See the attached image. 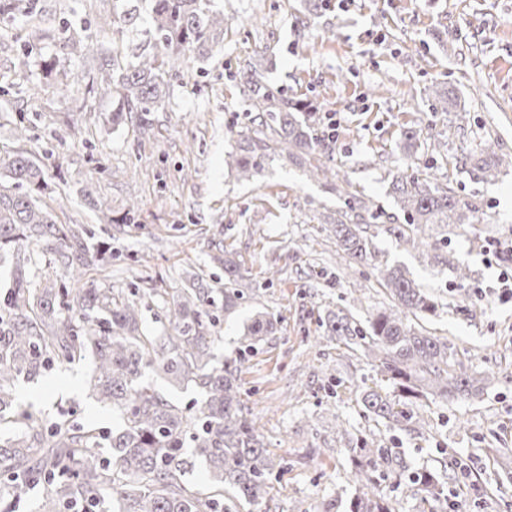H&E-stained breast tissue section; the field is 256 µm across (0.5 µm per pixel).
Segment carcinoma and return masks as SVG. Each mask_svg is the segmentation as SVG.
<instances>
[{"mask_svg": "<svg viewBox=\"0 0 512 512\" xmlns=\"http://www.w3.org/2000/svg\"><path fill=\"white\" fill-rule=\"evenodd\" d=\"M150 26L139 31L151 48H137L128 57L106 58L98 73L88 77L84 94L111 95L120 106L112 111V124L136 121L151 127L147 115L163 107L173 84L184 77L183 65L206 62L224 43L228 18L214 0H112V15L102 24L118 31H134L140 10ZM66 46L80 55L96 45L86 27H67ZM52 36L35 28L28 34L22 65L40 67L49 79L67 85V73L52 55L35 54ZM264 56L243 66L240 81L246 89L253 127L239 134L237 147L224 163L238 179L248 181L259 173L270 156L306 169L308 177L337 190L338 172L332 152L310 134L317 111L313 102L288 96L283 88L261 80ZM435 110L449 112L457 106L453 91L433 90ZM392 181L395 206L408 217L405 224L388 228L397 241L424 254L429 265L452 269L460 281L466 269L453 264L443 252L448 227L471 223L475 208L452 194L448 185L419 170L413 154ZM472 171L491 181L500 168L512 167V157L498 155L486 144L471 163ZM0 251L24 254L15 264L7 292L6 317L0 316V413L14 402L15 384L33 377L57 361H80L91 354L96 366L89 380L98 403L118 409L123 423L106 433L92 426L74 427L60 419L51 429V440L31 422L0 446V464L12 471L8 484L12 495L24 497L30 487L27 473L45 478L47 496L43 512H58L63 505L105 503L112 497V512H238L243 504L260 505L269 493V478L284 467L264 446L259 422L245 411L241 369L236 359L218 358L211 314L217 289L202 277L173 289L165 309L169 327L154 334L142 320L136 300L85 279L87 270L112 260L107 245L91 246L79 224H57L38 195L46 187L43 166L25 151L0 157ZM25 186L29 194L9 192V186ZM83 194L98 217L109 223L132 224L139 205H132L118 220L110 216L106 200L85 188ZM375 217L363 200L349 206L332 227L336 253L354 266L373 261L371 242L362 224ZM44 245L61 271L60 278L76 288L58 283H35L36 264L29 247ZM213 260L224 265V313L243 299L237 288L243 279L241 264L231 252L215 245ZM379 283L391 299L389 307L371 315L367 327L352 326L348 315L328 311L324 323L328 335L338 341L358 338L364 356L393 388L363 391L364 408L398 430L420 433L425 421L408 410L409 403L430 396L453 402L481 394L489 376L467 372L463 363L448 357V340L415 328L411 318L431 315L437 299L421 288L399 265H372ZM278 321L258 311L244 326L241 342L254 348L277 331ZM163 373L169 384H193L204 398L191 414L152 386L141 382L149 369ZM190 438L191 449L184 448ZM110 448L109 453L101 451ZM201 459L214 494L200 497L180 484L186 453ZM354 464L355 496L350 512H398L385 483L406 485L424 502L448 499V477L411 466L397 448L375 445L362 437L348 449Z\"/></svg>", "mask_w": 512, "mask_h": 512, "instance_id": "cac0c4a2", "label": "carcinoma"}]
</instances>
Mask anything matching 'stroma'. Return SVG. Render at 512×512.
Instances as JSON below:
<instances>
[{"mask_svg": "<svg viewBox=\"0 0 512 512\" xmlns=\"http://www.w3.org/2000/svg\"><path fill=\"white\" fill-rule=\"evenodd\" d=\"M215 2L229 18L223 45L205 67L185 69L148 131L134 122L113 126L109 97L92 99L96 120L83 123L82 78L96 72L101 55H69L56 39L49 50L71 72L70 93L61 95L37 67L19 69L28 29L13 20L11 37L0 39V85L23 99L25 111L0 112V155L56 158L46 169L42 206L56 223L83 225L88 242L111 243V276H91L124 293L180 288L194 275L223 282L215 248L236 254L246 295L232 314L216 307L215 351L242 358L244 405L270 453L286 462L272 477L270 500L243 512H349L347 450L369 434L396 441L416 467L461 466L480 479L479 497L449 479L448 501L435 512L451 502L461 512H512V478L503 468L512 453V291L501 284L506 265L494 248L512 237V168L484 182L463 166L489 139L512 154V0ZM37 11L57 29L92 26L106 54L128 51L129 35L98 25L112 0H38ZM303 19L308 27H300ZM257 52L266 56L270 83L317 104L314 135L329 144L348 195L377 206L368 236L379 260L404 265L436 296L437 310L423 326L446 338L454 360L470 371L494 373L479 396L417 404L427 421L423 435L389 430L365 412L362 388L384 384V376L359 346L330 339L321 325L327 311L342 308L362 326L390 304L370 268L340 266L331 228L348 195L277 159L248 182L224 165L250 125L237 72ZM437 85L457 93L455 111H434ZM21 121L28 127L22 140ZM71 121L82 124L78 136L69 134ZM408 128L419 133L418 165L447 177L456 197L476 209L471 225L448 236L449 252L469 269L466 281L427 265L385 231L405 221L388 189L403 168L399 144ZM87 185L108 199L115 223L100 221L85 202ZM134 201L135 223H119ZM258 310L279 325L247 355L241 331ZM93 369L88 357L19 379L14 412L46 426L62 415L74 425L118 427L120 413L88 388Z\"/></svg>", "mask_w": 512, "mask_h": 512, "instance_id": "35a3bbf8", "label": "stroma"}]
</instances>
